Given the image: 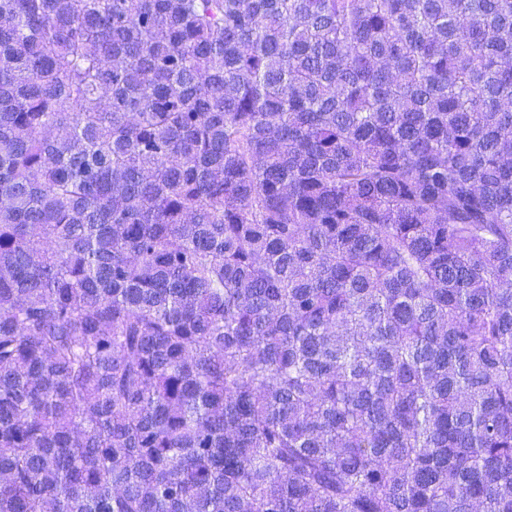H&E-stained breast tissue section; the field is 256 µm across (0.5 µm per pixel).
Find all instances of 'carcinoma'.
I'll use <instances>...</instances> for the list:
<instances>
[{
    "mask_svg": "<svg viewBox=\"0 0 512 512\" xmlns=\"http://www.w3.org/2000/svg\"><path fill=\"white\" fill-rule=\"evenodd\" d=\"M0 512H512V0H0Z\"/></svg>",
    "mask_w": 512,
    "mask_h": 512,
    "instance_id": "carcinoma-1",
    "label": "carcinoma"
}]
</instances>
